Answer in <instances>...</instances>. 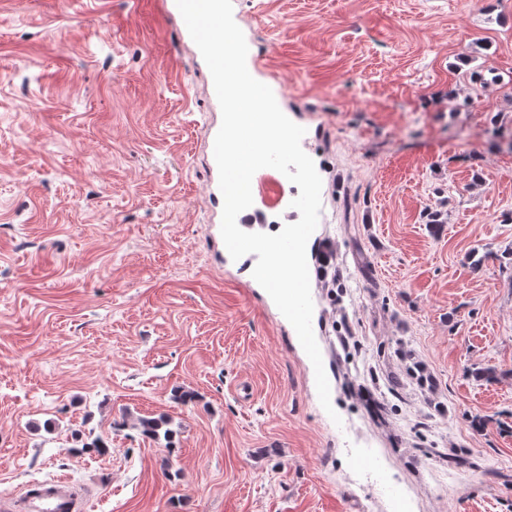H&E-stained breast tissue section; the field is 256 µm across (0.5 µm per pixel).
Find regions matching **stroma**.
I'll list each match as a JSON object with an SVG mask.
<instances>
[{"label": "stroma", "mask_w": 512, "mask_h": 512, "mask_svg": "<svg viewBox=\"0 0 512 512\" xmlns=\"http://www.w3.org/2000/svg\"><path fill=\"white\" fill-rule=\"evenodd\" d=\"M233 17L322 179L307 261L334 411L223 255L222 114L180 20L0 0V498L62 476L89 512H512V0Z\"/></svg>", "instance_id": "obj_1"}]
</instances>
